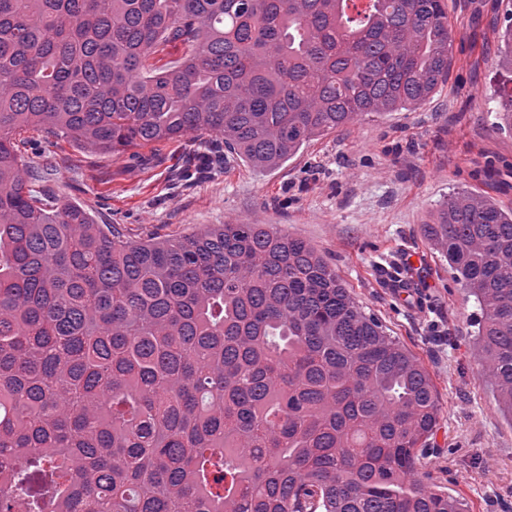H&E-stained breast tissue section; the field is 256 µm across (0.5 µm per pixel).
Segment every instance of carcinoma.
Masks as SVG:
<instances>
[{
    "instance_id": "cac0c4a2",
    "label": "carcinoma",
    "mask_w": 512,
    "mask_h": 512,
    "mask_svg": "<svg viewBox=\"0 0 512 512\" xmlns=\"http://www.w3.org/2000/svg\"><path fill=\"white\" fill-rule=\"evenodd\" d=\"M499 127L512 131V16ZM448 0H0V512H466L425 483L429 372L269 224L130 240L33 191L13 132L120 155L215 134L260 171L448 80ZM424 237L512 416V208Z\"/></svg>"
}]
</instances>
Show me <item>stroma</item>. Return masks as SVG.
Here are the masks:
<instances>
[{
	"instance_id": "35a3bbf8",
	"label": "stroma",
	"mask_w": 512,
	"mask_h": 512,
	"mask_svg": "<svg viewBox=\"0 0 512 512\" xmlns=\"http://www.w3.org/2000/svg\"><path fill=\"white\" fill-rule=\"evenodd\" d=\"M507 7V0H448L453 61L434 96L319 137L272 171L232 159L219 171L199 169L188 138L112 156L63 140L48 146L38 130L23 135L37 190L87 206L128 238L269 224L317 248L366 312L430 372L441 416L427 469L470 512H512V422L477 373L474 301L449 288L448 264L422 227L457 191L512 207V133L495 118ZM379 253L398 263L417 257L410 300L374 265Z\"/></svg>"
}]
</instances>
